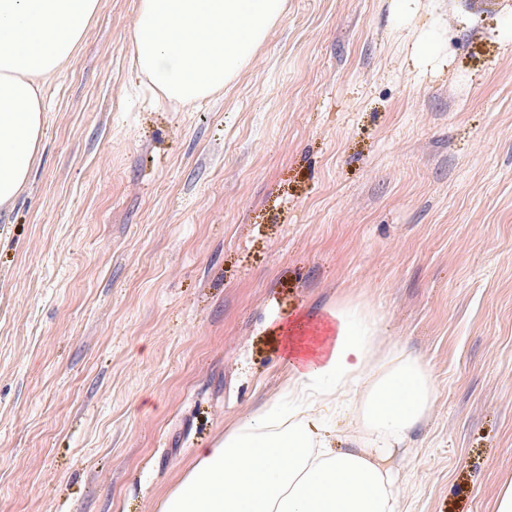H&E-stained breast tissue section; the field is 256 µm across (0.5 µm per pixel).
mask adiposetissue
I'll use <instances>...</instances> for the list:
<instances>
[{"label":"adipose tissue","instance_id":"ef3b65f1","mask_svg":"<svg viewBox=\"0 0 512 512\" xmlns=\"http://www.w3.org/2000/svg\"><path fill=\"white\" fill-rule=\"evenodd\" d=\"M99 3L0 0V210L30 182L45 85L73 57ZM284 12L285 0H138L131 62L160 99L192 107L239 77ZM381 331V317L361 305L291 322L286 387L198 449L160 512H401L392 460L438 392L422 359L382 345Z\"/></svg>","mask_w":512,"mask_h":512}]
</instances>
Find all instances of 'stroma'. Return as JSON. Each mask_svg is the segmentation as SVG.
<instances>
[{
  "mask_svg": "<svg viewBox=\"0 0 512 512\" xmlns=\"http://www.w3.org/2000/svg\"><path fill=\"white\" fill-rule=\"evenodd\" d=\"M101 0L0 213V512H159L288 381L272 333L346 302L438 398L404 512L512 480V0H287L191 110Z\"/></svg>",
  "mask_w": 512,
  "mask_h": 512,
  "instance_id": "1",
  "label": "stroma"
}]
</instances>
